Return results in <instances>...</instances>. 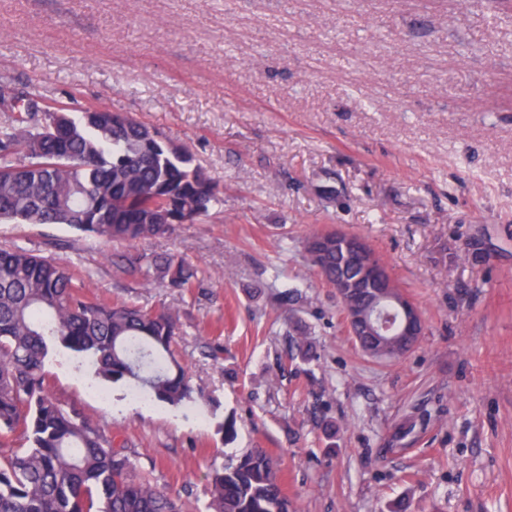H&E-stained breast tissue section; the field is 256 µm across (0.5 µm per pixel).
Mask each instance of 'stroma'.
<instances>
[{
	"mask_svg": "<svg viewBox=\"0 0 512 512\" xmlns=\"http://www.w3.org/2000/svg\"><path fill=\"white\" fill-rule=\"evenodd\" d=\"M128 112L187 147L222 202L147 241L0 223L104 302L176 311L195 400L49 388L204 508L228 454L265 449L297 512H512V10L494 0H0V81ZM368 242L423 313L403 358L355 345L302 241ZM195 266L177 292L129 252ZM297 288L290 306L284 285ZM305 326L311 361L285 355ZM235 419L234 436L219 426Z\"/></svg>",
	"mask_w": 512,
	"mask_h": 512,
	"instance_id": "stroma-1",
	"label": "stroma"
}]
</instances>
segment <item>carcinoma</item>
I'll return each instance as SVG.
<instances>
[{"label":"carcinoma","instance_id":"cac0c4a2","mask_svg":"<svg viewBox=\"0 0 512 512\" xmlns=\"http://www.w3.org/2000/svg\"><path fill=\"white\" fill-rule=\"evenodd\" d=\"M0 221L61 224L107 241L147 240L196 221L219 202L217 184L191 154L158 139L129 115L18 94L0 84ZM321 280H359L362 261L345 248L350 234L316 231ZM120 268L173 288H190L191 264L173 256H122ZM79 273L24 249H0V512H189V504L141 473L125 444L46 384V364L61 350L89 358L103 384L122 383L149 401L193 400L186 369L173 350L174 311L106 304ZM375 360H396L393 346L349 330ZM21 438L25 448H13ZM210 512H290L276 462L256 448L215 467Z\"/></svg>","mask_w":512,"mask_h":512}]
</instances>
